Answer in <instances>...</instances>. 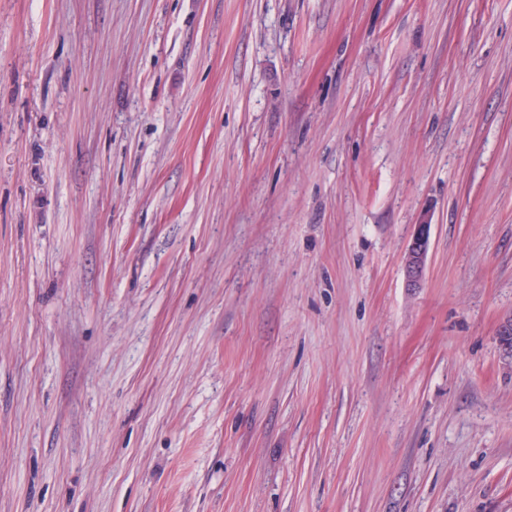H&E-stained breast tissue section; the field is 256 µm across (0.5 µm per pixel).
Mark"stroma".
I'll return each instance as SVG.
<instances>
[{"label":"stroma","instance_id":"1","mask_svg":"<svg viewBox=\"0 0 512 512\" xmlns=\"http://www.w3.org/2000/svg\"><path fill=\"white\" fill-rule=\"evenodd\" d=\"M510 318L512 0H0V512H512ZM429 249L430 226L427 223L417 224L416 232L404 253L405 276L409 288L419 286L425 273Z\"/></svg>","mask_w":512,"mask_h":512}]
</instances>
